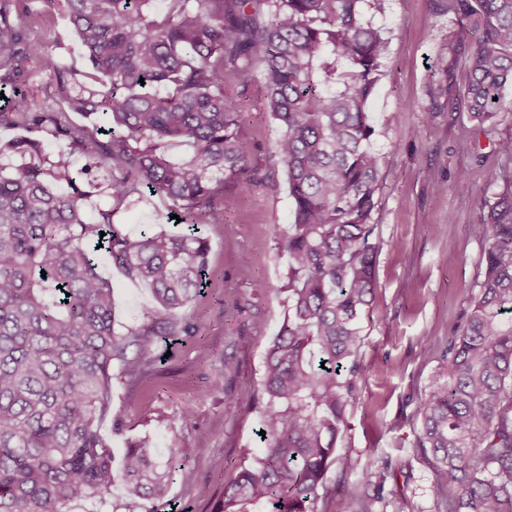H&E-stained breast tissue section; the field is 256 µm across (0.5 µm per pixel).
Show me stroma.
Instances as JSON below:
<instances>
[{
    "label": "stroma",
    "mask_w": 512,
    "mask_h": 512,
    "mask_svg": "<svg viewBox=\"0 0 512 512\" xmlns=\"http://www.w3.org/2000/svg\"><path fill=\"white\" fill-rule=\"evenodd\" d=\"M31 7L44 13L31 38L49 45L64 65L85 70L64 13L44 8L41 0ZM373 22L387 51L369 103L371 148L394 158L397 174L378 193L374 289L361 320L363 374L339 443L356 469L330 471L320 506L322 512H354L362 469L388 459L386 486L396 492L400 512H445L453 490L436 485L416 446L420 409L431 381L448 372L450 341L479 294L484 244L472 226L482 203L512 178V158L495 146L512 136V116L500 114L488 135L464 114L424 122V88L439 42L457 26L454 14L437 0H386ZM240 130L271 178L247 190L227 186L223 223L199 225L209 244L206 287L176 312L193 325V335L173 347L157 342L154 363L139 383L113 380L112 412L97 427L117 457L127 440L144 434L155 438L159 451L177 449L168 502L159 512H212L233 468L261 446V406L250 394L260 389L266 349L288 313V257L279 237L293 222L275 155L281 130L264 110L262 86L244 102ZM461 170L467 175L463 190L456 185ZM119 221L134 236L179 229L157 197L120 214ZM95 262L113 285L117 324L142 325V311L153 302L150 289L126 282L104 252ZM242 338L247 347H239ZM230 394L235 404H227Z\"/></svg>",
    "instance_id": "obj_1"
}]
</instances>
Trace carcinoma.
<instances>
[{
    "label": "carcinoma",
    "instance_id": "cac0c4a2",
    "mask_svg": "<svg viewBox=\"0 0 512 512\" xmlns=\"http://www.w3.org/2000/svg\"><path fill=\"white\" fill-rule=\"evenodd\" d=\"M63 5L91 71L62 66L28 26L30 0H0V91L35 72L41 101L0 106V512H100L120 484L124 512H157L177 449L151 436L121 465L95 422L112 378L139 380L160 337L191 335L175 311L205 283L198 224L224 223V185L269 174L239 134L240 106L263 74L264 107L281 129L276 154L293 200L288 318L270 342L260 393V453L224 484L216 512H320L327 475L353 468L338 453L362 373L360 318L374 286L377 192L395 174L371 149L368 105L386 42L365 19L385 0H44ZM478 37L448 32L425 87V122L466 113L476 129L512 112V0H449ZM468 68L466 88L456 66ZM234 93H229L226 83ZM108 128L61 120L63 108ZM55 148H46L47 142ZM90 161L79 162L84 157ZM109 198L104 206L91 199ZM153 196L187 231L133 236L116 217ZM485 278L451 341L448 379L430 383L417 447L433 454L448 512H512V187L482 205ZM102 250L154 303L146 324L120 329ZM356 489L355 512H383L384 475Z\"/></svg>",
    "mask_w": 512,
    "mask_h": 512
}]
</instances>
